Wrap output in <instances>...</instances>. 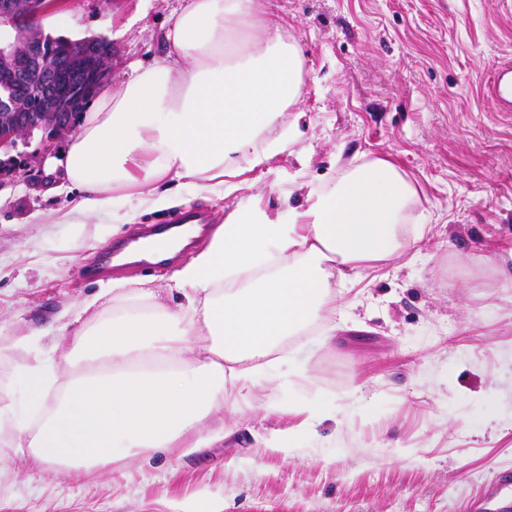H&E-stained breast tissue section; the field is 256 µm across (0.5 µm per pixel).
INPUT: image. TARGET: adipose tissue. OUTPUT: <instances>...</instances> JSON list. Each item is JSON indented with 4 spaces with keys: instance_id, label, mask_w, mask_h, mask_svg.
Listing matches in <instances>:
<instances>
[{
    "instance_id": "1",
    "label": "adipose tissue",
    "mask_w": 512,
    "mask_h": 512,
    "mask_svg": "<svg viewBox=\"0 0 512 512\" xmlns=\"http://www.w3.org/2000/svg\"><path fill=\"white\" fill-rule=\"evenodd\" d=\"M166 38L164 60L98 88L78 116L63 162L78 192L64 216L75 228L170 207L169 181L200 195L247 187L299 135L288 114L303 95L304 58L268 0H186ZM417 199L390 159L351 162L303 202L285 192L276 212L257 202L230 213L178 270L177 305L142 278L63 308L56 329L75 342L68 371L59 375L48 351L17 367L28 404L20 413L0 396V431L18 435L0 444V463L77 478L223 439L220 412L287 364L289 344L316 326L333 336L337 282L424 235L408 221ZM122 200L131 208L120 214Z\"/></svg>"
}]
</instances>
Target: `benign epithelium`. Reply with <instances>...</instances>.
I'll use <instances>...</instances> for the list:
<instances>
[{"instance_id": "obj_1", "label": "benign epithelium", "mask_w": 512, "mask_h": 512, "mask_svg": "<svg viewBox=\"0 0 512 512\" xmlns=\"http://www.w3.org/2000/svg\"><path fill=\"white\" fill-rule=\"evenodd\" d=\"M39 33L33 27L16 32L10 42H0V83L13 85L19 78L38 67L42 72L43 100L41 111H31L30 91L27 86L16 88L13 95L0 97V153L9 154L15 151L19 141L42 125L61 126L71 129L73 125H60L59 113L52 105L53 96L48 91V81L55 78L61 82L63 78L77 72L94 71L100 80H105L110 69L95 56L89 55L84 49L71 45L70 54L60 61L50 56L39 55Z\"/></svg>"}]
</instances>
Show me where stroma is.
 <instances>
[{"label": "stroma", "mask_w": 512, "mask_h": 512, "mask_svg": "<svg viewBox=\"0 0 512 512\" xmlns=\"http://www.w3.org/2000/svg\"><path fill=\"white\" fill-rule=\"evenodd\" d=\"M300 44L308 72L298 104L302 136L252 188L181 205L212 226L262 197L303 196L332 184L353 159L390 157L419 187L411 221L428 230L415 260L360 270L336 287L331 341L293 346L304 378H270L251 408L223 411L229 434L186 456L131 458L78 483L43 464L0 476V512H512V111L487 103L488 76L512 64V0H270ZM182 0H51L39 28L52 36L106 37L108 84L132 62L163 59L165 32ZM45 147L19 143L18 165L0 166V392L23 402L15 367L73 339L42 337L58 312L99 281L83 277L132 226L111 216L82 233L61 217L76 192ZM36 337L30 349L15 337ZM317 404L307 428L295 394ZM288 435V452L264 439Z\"/></svg>", "instance_id": "stroma-1"}]
</instances>
